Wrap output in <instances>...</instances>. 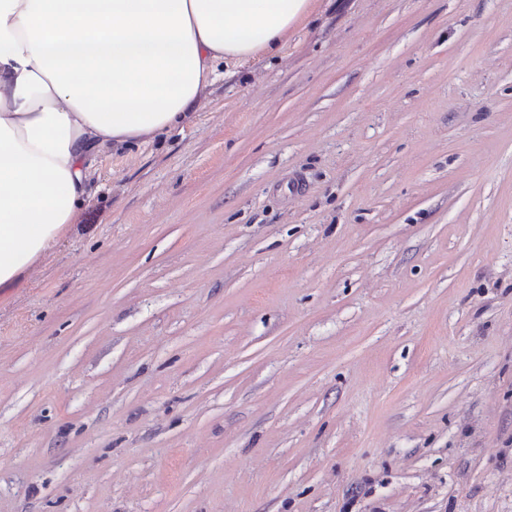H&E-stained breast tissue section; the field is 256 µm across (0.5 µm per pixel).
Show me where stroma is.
Here are the masks:
<instances>
[{
    "label": "stroma",
    "mask_w": 512,
    "mask_h": 512,
    "mask_svg": "<svg viewBox=\"0 0 512 512\" xmlns=\"http://www.w3.org/2000/svg\"><path fill=\"white\" fill-rule=\"evenodd\" d=\"M0 512H512V0H317L99 157L0 288Z\"/></svg>",
    "instance_id": "obj_1"
}]
</instances>
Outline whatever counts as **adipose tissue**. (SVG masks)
Segmentation results:
<instances>
[{
    "label": "adipose tissue",
    "instance_id": "ef3b65f1",
    "mask_svg": "<svg viewBox=\"0 0 512 512\" xmlns=\"http://www.w3.org/2000/svg\"><path fill=\"white\" fill-rule=\"evenodd\" d=\"M313 0H0V288L76 223L96 154L184 120Z\"/></svg>",
    "mask_w": 512,
    "mask_h": 512
}]
</instances>
